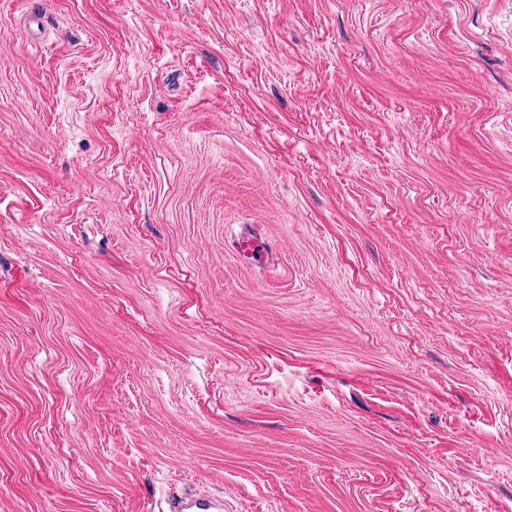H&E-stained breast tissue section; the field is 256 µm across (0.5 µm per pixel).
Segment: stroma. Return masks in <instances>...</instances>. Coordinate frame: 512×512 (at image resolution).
<instances>
[{"mask_svg": "<svg viewBox=\"0 0 512 512\" xmlns=\"http://www.w3.org/2000/svg\"><path fill=\"white\" fill-rule=\"evenodd\" d=\"M197 484L512 512V0H0V512ZM237 245L238 250L245 258L257 263L265 262L271 254V249L253 235L239 239Z\"/></svg>", "mask_w": 512, "mask_h": 512, "instance_id": "1", "label": "stroma"}]
</instances>
